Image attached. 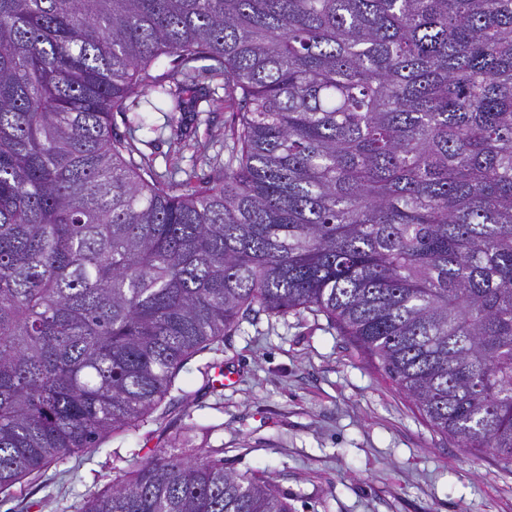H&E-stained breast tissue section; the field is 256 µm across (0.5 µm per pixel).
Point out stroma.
<instances>
[{
  "mask_svg": "<svg viewBox=\"0 0 512 512\" xmlns=\"http://www.w3.org/2000/svg\"><path fill=\"white\" fill-rule=\"evenodd\" d=\"M215 106L185 115L173 143L166 115L140 103L147 130L125 113L112 130L157 172L195 167V147L223 153L237 116L210 82ZM234 381L217 389L216 367ZM196 423L191 447L238 474L268 473L292 512H512V466L495 454L471 453L435 432L413 401L322 314H260L192 357L174 388L138 431L118 434L98 450L73 455L0 493V512H72L75 502L111 488L166 449V436Z\"/></svg>",
  "mask_w": 512,
  "mask_h": 512,
  "instance_id": "obj_1",
  "label": "stroma"
}]
</instances>
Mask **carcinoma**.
Instances as JSON below:
<instances>
[{
	"mask_svg": "<svg viewBox=\"0 0 512 512\" xmlns=\"http://www.w3.org/2000/svg\"><path fill=\"white\" fill-rule=\"evenodd\" d=\"M198 60L238 121L194 183L112 116L188 111ZM303 312L512 466V0H0V491L138 429L243 320ZM75 512L291 506L191 448Z\"/></svg>",
	"mask_w": 512,
	"mask_h": 512,
	"instance_id": "cac0c4a2",
	"label": "carcinoma"
}]
</instances>
